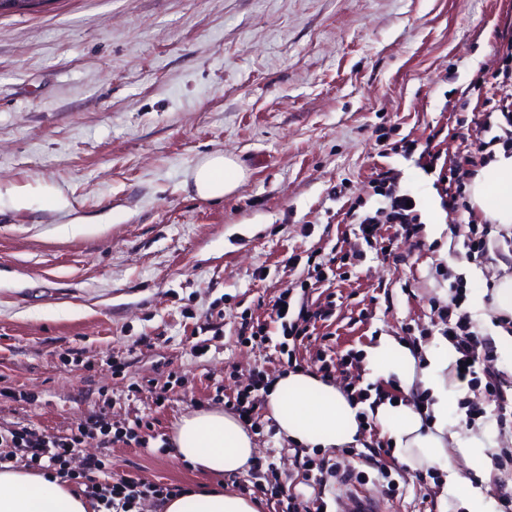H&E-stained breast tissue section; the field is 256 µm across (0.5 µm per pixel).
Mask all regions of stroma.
I'll return each instance as SVG.
<instances>
[{
	"mask_svg": "<svg viewBox=\"0 0 512 512\" xmlns=\"http://www.w3.org/2000/svg\"><path fill=\"white\" fill-rule=\"evenodd\" d=\"M495 75H512V0H48L0 15V427L62 436L101 413L137 437L109 449L88 438L81 455L107 456L116 480L191 488L208 478L177 459V424L223 407L257 371L277 376L289 357L311 372L330 346L347 365L330 376L337 388L352 375L368 396L412 403L397 380L373 377L365 350L382 336L440 346L437 308L453 279L464 311L496 339L485 289L512 261V240L493 236L488 261H468L437 173L418 154L379 151L433 139L468 184L487 154L463 162L466 138ZM213 151L244 179L201 200L186 182ZM380 167L414 197L415 235L386 255L363 247L332 285L307 280L309 257L355 243L350 204L378 208ZM288 283L334 298L317 338L285 355L269 323L267 340L241 343L242 325L267 321ZM453 390L460 438L512 448L483 384ZM467 404L486 411L470 428ZM253 419L256 456L274 464L284 493L330 504L353 491V479L305 486V462L330 459L398 469L395 495L367 484L390 512H466L446 496L442 467L378 454L380 422L351 456L269 436L264 396Z\"/></svg>",
	"mask_w": 512,
	"mask_h": 512,
	"instance_id": "stroma-1",
	"label": "stroma"
}]
</instances>
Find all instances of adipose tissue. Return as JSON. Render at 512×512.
<instances>
[{
	"label": "adipose tissue",
	"instance_id": "obj_1",
	"mask_svg": "<svg viewBox=\"0 0 512 512\" xmlns=\"http://www.w3.org/2000/svg\"><path fill=\"white\" fill-rule=\"evenodd\" d=\"M195 193L219 199L233 193L244 173L223 152L206 155L190 172ZM473 205L503 229H512V153L495 148L468 185ZM369 368L383 378H397L404 389L429 391V408L392 400L378 403L376 419L386 428L397 459L409 467L437 464L455 469L448 444L458 441L448 426V350L417 354L396 339L382 337L368 348ZM265 406L281 434L306 448H333L355 442L360 435L363 403L350 400L314 374L289 371L278 377L265 396ZM177 453L211 474H237L255 453L252 436L233 414L220 409L198 410L184 417L176 431ZM0 512H96L73 484L28 470L0 471ZM164 512H258V505L236 492L217 489L179 496Z\"/></svg>",
	"mask_w": 512,
	"mask_h": 512
}]
</instances>
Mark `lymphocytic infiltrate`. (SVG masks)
I'll return each instance as SVG.
<instances>
[{"label":"lymphocytic infiltrate","instance_id":"1","mask_svg":"<svg viewBox=\"0 0 512 512\" xmlns=\"http://www.w3.org/2000/svg\"><path fill=\"white\" fill-rule=\"evenodd\" d=\"M374 188L382 196L381 207L375 212L356 217L359 236L364 241L376 238L379 225H393L396 231L410 232L416 219L414 207L409 206V194L403 193L398 186L397 175L389 169L378 168L374 172ZM462 190L449 193L444 202L453 220L451 231L461 237L469 256L486 257L489 237L493 225L479 224L475 220L465 219L468 209L463 203ZM449 301L438 312L439 333L449 338L457 353L456 368L462 369L464 377H475L477 367L491 361L494 347L472 322L467 313L462 312L463 295L458 285H450ZM331 309L315 308L308 295L294 297L292 290H284L272 306L270 319L281 325L284 335L305 338L309 327L317 320H329ZM100 434L109 437L110 430L102 418L91 415L78 419L70 435L55 436L35 432L25 426L0 428V470L18 463L42 470H53L65 474L66 467L75 455L83 438ZM85 495L97 504L103 505L104 512H133L143 495L150 493L157 507H164L171 498L186 494V487L180 485H160L144 483L141 478L131 477L111 482V474L102 458L85 457L82 463Z\"/></svg>","mask_w":512,"mask_h":512}]
</instances>
